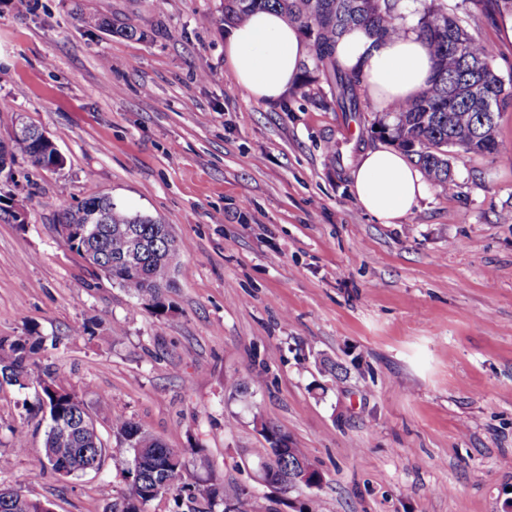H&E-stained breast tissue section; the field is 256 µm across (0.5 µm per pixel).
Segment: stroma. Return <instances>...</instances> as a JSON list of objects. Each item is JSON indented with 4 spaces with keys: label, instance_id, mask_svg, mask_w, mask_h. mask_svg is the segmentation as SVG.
Wrapping results in <instances>:
<instances>
[{
    "label": "stroma",
    "instance_id": "obj_1",
    "mask_svg": "<svg viewBox=\"0 0 512 512\" xmlns=\"http://www.w3.org/2000/svg\"><path fill=\"white\" fill-rule=\"evenodd\" d=\"M444 2L512 74V18ZM220 6L0 0V144L22 119L66 159L0 174V336L57 337L38 364L180 450L183 482L243 489L242 512H512V105L497 153L460 159L453 189L380 223L352 177L382 141L379 111L326 107L321 80L252 99L224 64ZM96 196L174 228L170 316L89 267L44 205ZM88 320L95 335H74ZM244 377L259 384L241 394ZM34 396L0 387V485L110 512L129 478L108 461L41 469L47 422L20 408ZM271 426L319 485L264 484Z\"/></svg>",
    "mask_w": 512,
    "mask_h": 512
}]
</instances>
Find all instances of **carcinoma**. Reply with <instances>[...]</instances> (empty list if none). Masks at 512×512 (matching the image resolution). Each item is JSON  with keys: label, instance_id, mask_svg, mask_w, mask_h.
I'll use <instances>...</instances> for the list:
<instances>
[{"label": "carcinoma", "instance_id": "carcinoma-1", "mask_svg": "<svg viewBox=\"0 0 512 512\" xmlns=\"http://www.w3.org/2000/svg\"><path fill=\"white\" fill-rule=\"evenodd\" d=\"M370 7L360 0H224L221 21L242 23L258 10H274L297 24L307 38L313 70L330 88L331 102L342 112H362V76L336 65V42L355 26L365 27L380 42L407 31L405 17L397 11L399 0H372ZM415 30L429 43L435 59L431 84L418 97L390 106L392 123H379L381 133L403 150L431 181L453 187L449 170L467 155L494 154L498 151L497 131L492 137L477 134L479 112L472 97L483 95L495 103V113L512 104V78L504 81L493 69L492 51L471 37L455 14L444 6L430 7L419 17ZM463 38L461 50L452 41ZM52 143L36 127L20 122L8 151L10 162L20 157L31 166L56 171L63 162L54 156ZM46 205L58 215V230L70 247L112 284L124 289L156 316H167L174 307L167 296L174 287L175 274L183 249L172 226L161 220L119 208L109 197H91L77 204L48 200ZM56 341L31 328L24 336L0 337V380L12 386L20 377L31 375L36 355L56 348ZM43 374L49 385L23 401L26 414L45 413L59 419L65 429L45 430L42 468L58 472L60 460L75 459V449L88 448L99 460L107 452L100 436L92 432L93 416L85 404L66 391L54 372ZM112 435L127 449V456H111L115 468L131 478H139L138 494L128 493L111 512H143L142 507L156 499L171 498L173 512H214L237 501L243 490L231 491L209 484H188L181 480L151 495L173 470L168 448L149 429L125 418L112 419ZM158 453L154 463L133 471L136 449Z\"/></svg>", "mask_w": 512, "mask_h": 512}]
</instances>
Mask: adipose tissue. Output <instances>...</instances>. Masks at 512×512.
I'll return each mask as SVG.
<instances>
[{"instance_id":"adipose-tissue-1","label":"adipose tissue","mask_w":512,"mask_h":512,"mask_svg":"<svg viewBox=\"0 0 512 512\" xmlns=\"http://www.w3.org/2000/svg\"><path fill=\"white\" fill-rule=\"evenodd\" d=\"M307 52L298 28L273 11L253 14L224 38V61L233 80L260 100H277L288 92ZM336 60L342 68L362 70L367 94L381 111L419 95L433 72L427 44L412 33L377 48L364 29H353L339 41ZM353 189L366 212L392 224L416 207L430 186L404 154L381 145L360 155Z\"/></svg>"}]
</instances>
